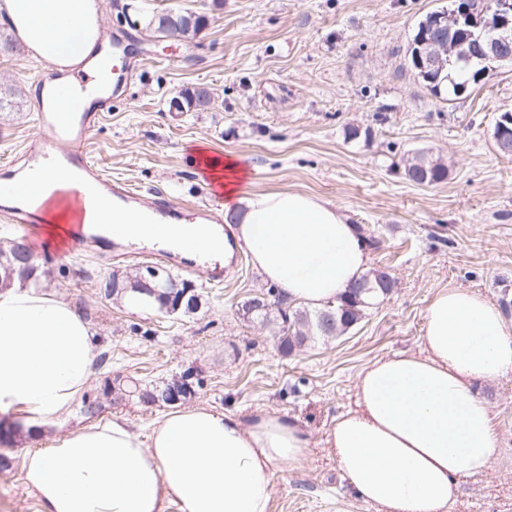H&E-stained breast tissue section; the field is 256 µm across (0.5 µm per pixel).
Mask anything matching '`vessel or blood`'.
<instances>
[{"instance_id": "obj_1", "label": "vessel or blood", "mask_w": 512, "mask_h": 512, "mask_svg": "<svg viewBox=\"0 0 512 512\" xmlns=\"http://www.w3.org/2000/svg\"><path fill=\"white\" fill-rule=\"evenodd\" d=\"M131 54L129 44L117 37L85 59L83 68L54 70L42 78L35 113L41 133L28 145L21 161L0 166V212L20 225L33 222L32 206L53 175L61 173L68 178L73 186L71 222L80 228L69 247L73 253L79 252L89 237L81 229L84 200L139 211L147 224L168 214L166 199L145 203L130 186L104 174L84 148L103 112L124 96Z\"/></svg>"}]
</instances>
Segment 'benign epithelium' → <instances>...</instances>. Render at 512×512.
<instances>
[{"label": "benign epithelium", "instance_id": "obj_1", "mask_svg": "<svg viewBox=\"0 0 512 512\" xmlns=\"http://www.w3.org/2000/svg\"><path fill=\"white\" fill-rule=\"evenodd\" d=\"M426 31L427 36L419 40L416 65L424 87L434 95L439 91L440 76L455 56H478L484 63L480 80L504 65L512 67V0H488L479 14L469 0H455L453 10L430 14ZM509 124L512 113H501L496 120L495 140L505 150L512 146V138L507 135Z\"/></svg>", "mask_w": 512, "mask_h": 512}]
</instances>
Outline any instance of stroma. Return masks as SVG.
Masks as SVG:
<instances>
[{"instance_id": "35a3bbf8", "label": "stroma", "mask_w": 512, "mask_h": 512, "mask_svg": "<svg viewBox=\"0 0 512 512\" xmlns=\"http://www.w3.org/2000/svg\"><path fill=\"white\" fill-rule=\"evenodd\" d=\"M125 0H103V41L126 35L135 62L127 92L95 127L87 149L112 179L177 205L224 215L193 162L195 150L238 157L255 192L318 195L346 209L370 249V270L396 286L346 333L317 337L282 354L270 325L242 305L267 293L251 260L225 267L214 284L208 267L184 269L152 247L117 257L100 243L74 256L47 247L41 223L21 229L0 215V239L25 236L57 290L90 323L97 346L91 389L113 378L164 388L191 375L190 406L251 419L287 416L312 440L298 468L276 470L272 512H378L357 497L324 446L337 417L353 409L358 373L373 361L421 348L425 309L437 288L480 292L512 319V157L498 152L496 116L512 110V69L455 100L431 95L406 66L418 21L448 0H153L206 16L193 42L155 41L121 15ZM27 50L0 55V87L21 89L0 114V164L19 157L36 133L32 98L50 73ZM204 85L218 102L207 112H172L180 90ZM447 168L439 183L407 180L416 152ZM144 265L190 282L196 313L163 317L104 298L101 280ZM498 422L489 468L463 478L447 512H512V380L480 387ZM167 404H106L102 419L125 418L140 437ZM50 434L0 447V512H40L25 484L28 450L51 447Z\"/></svg>"}]
</instances>
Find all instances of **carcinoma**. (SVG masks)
<instances>
[{
    "label": "carcinoma",
    "mask_w": 512,
    "mask_h": 512,
    "mask_svg": "<svg viewBox=\"0 0 512 512\" xmlns=\"http://www.w3.org/2000/svg\"><path fill=\"white\" fill-rule=\"evenodd\" d=\"M127 8L134 13V24H143L146 35L158 40L179 41L183 38L196 37L206 26L204 16L188 8H171L164 12L156 9L144 8L143 0L136 3H126ZM483 69L478 59H473L469 64H460L448 68L450 79L441 83V89L448 94L458 95L456 84L468 79L470 74ZM215 97L206 87L186 88L169 101V109L177 112H206L212 109ZM422 162L426 167V182L439 183L446 176V168L432 160L426 154L418 152L405 166V176L416 183L417 163ZM41 271L40 265L35 260L31 251L23 241L15 238L0 240V286H8L15 279L39 281L37 273ZM386 277L383 272L366 273L360 279V283L370 287V291L363 294L360 299H355L354 289H348L344 294L336 298L324 307L314 310L294 309L287 305V296L279 289L269 290L271 299L269 308L257 310L253 315L266 321L270 320L272 311H277L275 320L280 322L278 344L283 353L289 354L293 348L302 345L306 340L317 337H329L334 334H343L357 324L364 310L374 304L376 300L388 294V290L381 287ZM100 290L106 297H114L120 292H136L142 290L137 274L127 272H114L100 283ZM134 398L140 403L146 402L145 395L149 394L145 388L137 384H128L122 388L112 385V381L104 383L103 396L109 398L112 395ZM151 395V394H149ZM167 402L164 390L151 395V402Z\"/></svg>",
    "instance_id": "1"
}]
</instances>
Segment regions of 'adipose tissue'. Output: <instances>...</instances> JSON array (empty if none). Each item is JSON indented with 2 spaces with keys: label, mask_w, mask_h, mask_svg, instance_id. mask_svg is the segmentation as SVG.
Instances as JSON below:
<instances>
[{
  "label": "adipose tissue",
  "mask_w": 512,
  "mask_h": 512,
  "mask_svg": "<svg viewBox=\"0 0 512 512\" xmlns=\"http://www.w3.org/2000/svg\"><path fill=\"white\" fill-rule=\"evenodd\" d=\"M96 0H0V21L37 60L79 66L101 36ZM225 205L240 204L237 238L264 280L290 301L323 306L369 265L365 239L344 209L300 191L249 192L237 158L198 151ZM186 233L211 257L222 235L200 224H152L145 236L175 246ZM422 348L380 358L357 375L356 407L324 442L350 486L381 512H446L462 477L482 473L497 421L476 386L512 374V320L484 295L441 287L425 311ZM89 324L63 296L34 285L0 290V415L23 435L64 422L93 377ZM311 440L287 417L243 422L185 407L141 439L119 418L58 438L25 456L41 512H271L276 468L308 457Z\"/></svg>",
  "instance_id": "obj_1"
}]
</instances>
